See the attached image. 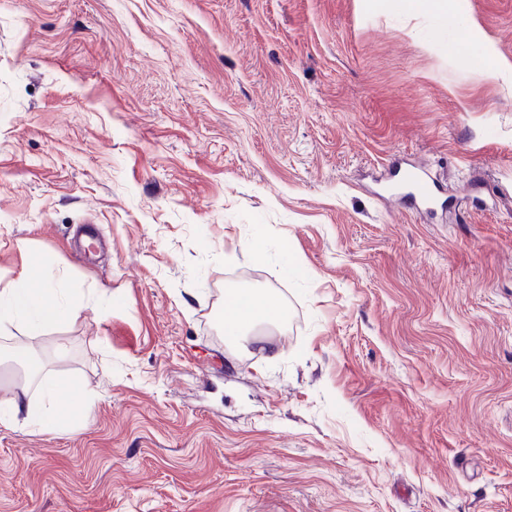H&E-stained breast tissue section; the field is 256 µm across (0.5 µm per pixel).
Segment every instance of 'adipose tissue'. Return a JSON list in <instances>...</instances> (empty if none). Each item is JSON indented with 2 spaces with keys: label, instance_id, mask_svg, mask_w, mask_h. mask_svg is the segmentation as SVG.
I'll return each instance as SVG.
<instances>
[{
  "label": "adipose tissue",
  "instance_id": "1",
  "mask_svg": "<svg viewBox=\"0 0 512 512\" xmlns=\"http://www.w3.org/2000/svg\"><path fill=\"white\" fill-rule=\"evenodd\" d=\"M82 307V300L52 282L48 265L41 260L28 263L17 281L0 287V325L23 324L29 336L68 321ZM281 312L277 299L260 289L230 292L224 307V333L248 336L257 324L276 319ZM91 398L72 390L59 380L42 383L40 398H32L27 386L0 398V422L23 418L25 423L46 432L68 427L72 411L89 412Z\"/></svg>",
  "mask_w": 512,
  "mask_h": 512
}]
</instances>
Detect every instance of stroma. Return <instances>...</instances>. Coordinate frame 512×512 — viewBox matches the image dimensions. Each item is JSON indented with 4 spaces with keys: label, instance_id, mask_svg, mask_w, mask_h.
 Returning <instances> with one entry per match:
<instances>
[{
    "label": "stroma",
    "instance_id": "stroma-1",
    "mask_svg": "<svg viewBox=\"0 0 512 512\" xmlns=\"http://www.w3.org/2000/svg\"><path fill=\"white\" fill-rule=\"evenodd\" d=\"M0 0V281L94 404L0 424V512H512V0ZM425 168L442 209L391 198ZM282 304L253 349L227 288ZM43 260L27 264L20 278L0 288V325L23 324L31 337L45 329L68 321L82 307L74 296L50 278Z\"/></svg>",
    "mask_w": 512,
    "mask_h": 512
}]
</instances>
